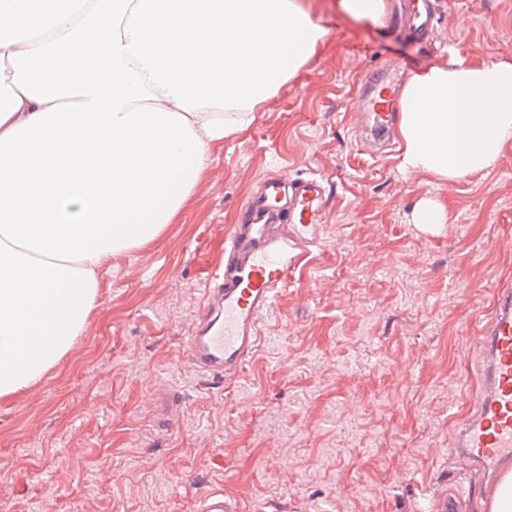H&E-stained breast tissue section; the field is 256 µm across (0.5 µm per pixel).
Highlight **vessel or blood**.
<instances>
[{
    "label": "vessel or blood",
    "instance_id": "b4317fda",
    "mask_svg": "<svg viewBox=\"0 0 512 512\" xmlns=\"http://www.w3.org/2000/svg\"><path fill=\"white\" fill-rule=\"evenodd\" d=\"M400 65L377 71L363 87L355 133L373 153L397 139L395 84ZM330 182L279 171L263 178L258 197L231 225L202 290L199 310L183 339L190 364L206 378L234 383L261 342V320L326 243ZM484 367L472 391L477 399L453 442L460 463L482 472L488 487L512 467V289H498L477 328ZM181 399L156 389L148 418L161 430L179 421ZM199 512H238L223 491L200 499Z\"/></svg>",
    "mask_w": 512,
    "mask_h": 512
}]
</instances>
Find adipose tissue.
<instances>
[{
    "instance_id": "adipose-tissue-1",
    "label": "adipose tissue",
    "mask_w": 512,
    "mask_h": 512,
    "mask_svg": "<svg viewBox=\"0 0 512 512\" xmlns=\"http://www.w3.org/2000/svg\"><path fill=\"white\" fill-rule=\"evenodd\" d=\"M327 35L299 0H0V398L67 354L100 271L177 220L212 144ZM400 113L404 169L492 168L512 147V61L429 66Z\"/></svg>"
}]
</instances>
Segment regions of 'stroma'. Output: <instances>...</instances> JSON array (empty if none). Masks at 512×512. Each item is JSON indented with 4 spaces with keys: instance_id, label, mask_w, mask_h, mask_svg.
Segmentation results:
<instances>
[{
    "instance_id": "1",
    "label": "stroma",
    "mask_w": 512,
    "mask_h": 512,
    "mask_svg": "<svg viewBox=\"0 0 512 512\" xmlns=\"http://www.w3.org/2000/svg\"><path fill=\"white\" fill-rule=\"evenodd\" d=\"M329 31L300 74L211 149L176 223L99 274V303L42 381L0 400V512H197L219 488L239 512H411L446 482L462 512L487 499L452 446L481 366L475 339L512 284V148L447 183L356 145L361 84L391 60H512V0H440L434 39L352 21L302 0ZM327 177V242L263 318L230 386L192 368L182 339L259 181ZM424 199L446 224H414ZM182 394L179 425L145 410L153 386Z\"/></svg>"
}]
</instances>
